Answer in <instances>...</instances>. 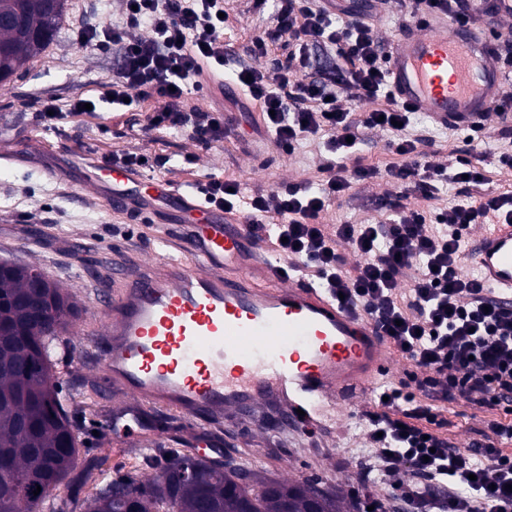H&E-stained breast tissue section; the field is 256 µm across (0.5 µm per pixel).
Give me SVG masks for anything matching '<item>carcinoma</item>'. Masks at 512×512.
I'll return each instance as SVG.
<instances>
[{
    "mask_svg": "<svg viewBox=\"0 0 512 512\" xmlns=\"http://www.w3.org/2000/svg\"><path fill=\"white\" fill-rule=\"evenodd\" d=\"M66 0H0V82H7L53 41ZM78 306L38 266L0 261V512H63L48 492L74 470L77 422L64 406L55 350ZM142 460L146 482L119 476L80 499L81 512H358L315 479L280 483L252 469L155 448ZM39 494H33L36 487Z\"/></svg>",
    "mask_w": 512,
    "mask_h": 512,
    "instance_id": "obj_1",
    "label": "carcinoma"
}]
</instances>
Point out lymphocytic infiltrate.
I'll list each match as a JSON object with an SVG mask.
<instances>
[{"label": "lymphocytic infiltrate", "mask_w": 512, "mask_h": 512, "mask_svg": "<svg viewBox=\"0 0 512 512\" xmlns=\"http://www.w3.org/2000/svg\"><path fill=\"white\" fill-rule=\"evenodd\" d=\"M120 19L76 39L95 51L115 50L117 67L101 102L124 107L125 97L154 98L153 126L189 133L202 148L230 131L223 114L184 111L188 90L203 91V72L223 73L224 0H119ZM273 5V23L243 49L247 56L280 51L268 70L234 72L246 100L261 108L265 135L284 152L308 137L327 139L331 160L316 186L289 184L245 193L233 177H208L192 186L209 206L250 218L284 276L343 295L371 318L384 339L411 365L404 378L377 389L365 415L377 463H364L348 495L373 512H512V302L501 301L467 271L463 236L476 224L512 222V190L491 187L487 158L458 150L452 165L434 162L426 135L406 136L414 111L393 95L387 59L379 50L371 13L332 0H254ZM146 36H139V29ZM329 58L314 69L313 51ZM386 107H378L379 99ZM368 103L354 112L350 103ZM389 132L400 164L364 166L358 154L366 131ZM385 180L378 224H326L321 215L355 186ZM459 198L431 212L444 187ZM361 255L348 265L341 245ZM410 287H403V280ZM502 408L490 420L492 437L458 446L447 434L448 405ZM392 489L374 497L378 483Z\"/></svg>", "instance_id": "obj_1"}]
</instances>
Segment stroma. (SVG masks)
Here are the masks:
<instances>
[{
    "label": "stroma",
    "mask_w": 512,
    "mask_h": 512,
    "mask_svg": "<svg viewBox=\"0 0 512 512\" xmlns=\"http://www.w3.org/2000/svg\"><path fill=\"white\" fill-rule=\"evenodd\" d=\"M252 7V0H224L229 15L224 29L228 53L240 54L242 45L267 24V15L253 12ZM377 12L381 51H388L401 34L424 30L420 22H409L403 0H386ZM118 18L117 0H70L52 43L27 64L21 76L0 83V148L20 150L15 167L0 168V260L40 265L79 303L78 315L64 335L71 353L60 363L57 376L63 392L71 396L69 408L80 411L82 445L75 470L89 472L83 486L87 494L118 475L129 474L140 481L153 475L152 469L141 464L142 447L118 444L105 429L103 417L112 409L113 399L101 393L93 371L99 351L90 345L94 323L89 304L97 289L94 271L100 266V256H150L151 241L161 231L167 213L158 211L150 220L131 219L108 210L93 192L48 177L47 169L63 167L66 158L86 150L100 161L116 152H134L148 158V176L169 178L184 187L206 176H233L253 193L288 183L316 182L329 156L320 136L302 140L292 153L278 150L265 134L252 131V120L260 115L254 104L236 115L241 139L229 138L208 149L187 135L150 127L148 118L158 108L151 98L127 110L111 111L106 121L95 114H81L59 128L45 129L28 106L31 97L56 101L62 108L74 98L98 97L115 66L112 54L80 45L74 27L100 26ZM41 139L56 144V152L36 149L35 143ZM385 189L381 180L361 186L342 207L324 213L325 223L379 221L381 215L373 200ZM371 408L367 397H359L337 412L334 425L309 440L298 439L289 431L269 437L258 423L228 427L222 431L224 454L237 464L260 470L267 478H314L326 491L344 495L369 453L361 415ZM494 416L491 410L452 406L446 413L448 434L455 443L467 445L475 429L486 428Z\"/></svg>",
    "instance_id": "obj_1"
}]
</instances>
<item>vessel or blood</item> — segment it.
Listing matches in <instances>:
<instances>
[{
  "instance_id": "vessel-or-blood-1",
  "label": "vessel or blood",
  "mask_w": 512,
  "mask_h": 512,
  "mask_svg": "<svg viewBox=\"0 0 512 512\" xmlns=\"http://www.w3.org/2000/svg\"><path fill=\"white\" fill-rule=\"evenodd\" d=\"M388 78L400 102L434 124L465 129L489 112L512 70L495 59L480 26L443 20L393 43ZM74 175L110 210L179 214L151 258L112 261L91 302L100 317L97 377L119 400L106 420L117 440L149 446L160 435L156 418L169 416L192 443L218 453L215 424L262 409L308 437L354 396L384 384L390 356L373 321L324 288L283 283L249 219L187 201L171 180L88 155ZM469 252L482 283L512 300V223L480 231Z\"/></svg>"
}]
</instances>
